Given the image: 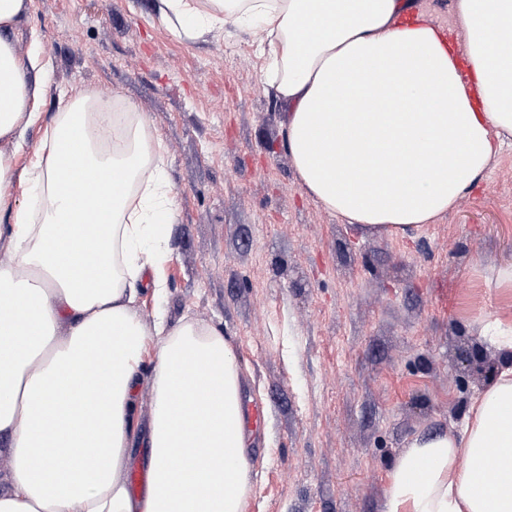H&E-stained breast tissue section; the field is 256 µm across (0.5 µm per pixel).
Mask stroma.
I'll return each instance as SVG.
<instances>
[{"mask_svg": "<svg viewBox=\"0 0 512 512\" xmlns=\"http://www.w3.org/2000/svg\"><path fill=\"white\" fill-rule=\"evenodd\" d=\"M154 4L29 0L13 42L39 55L43 90L18 163L73 90L144 113L176 211L166 292L141 289L136 307L233 341L265 412L246 512H383L407 441L458 427L501 365L475 327L512 323L496 278L512 260V145L436 223L362 232L302 187L253 38L187 39Z\"/></svg>", "mask_w": 512, "mask_h": 512, "instance_id": "obj_1", "label": "stroma"}]
</instances>
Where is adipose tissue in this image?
Returning a JSON list of instances; mask_svg holds the SVG:
<instances>
[{
    "label": "adipose tissue",
    "mask_w": 512,
    "mask_h": 512,
    "mask_svg": "<svg viewBox=\"0 0 512 512\" xmlns=\"http://www.w3.org/2000/svg\"><path fill=\"white\" fill-rule=\"evenodd\" d=\"M189 37H256L282 145L306 191L347 223L392 235L432 224L512 144V0H456L463 51L412 0H157ZM25 65L0 37V140L35 122ZM14 196L0 151V512H244L251 462L244 377L221 324H146L137 290L166 283L175 194L135 106L62 98ZM509 360L454 433L418 434L389 474L385 512H512ZM153 410L134 423L147 347ZM149 448L133 497L130 448Z\"/></svg>",
    "instance_id": "adipose-tissue-1"
}]
</instances>
